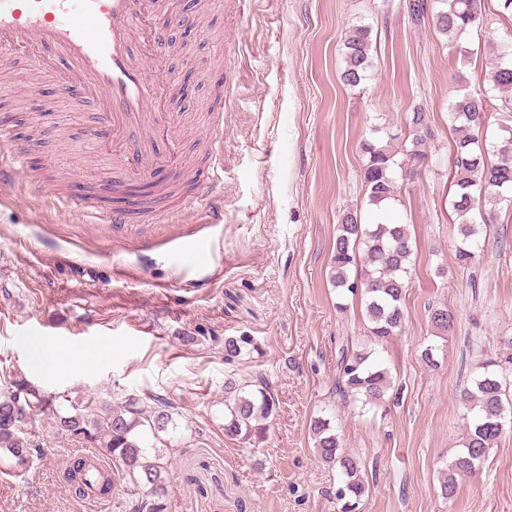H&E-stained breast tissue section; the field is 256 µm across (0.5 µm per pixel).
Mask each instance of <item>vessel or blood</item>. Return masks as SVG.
Here are the masks:
<instances>
[{"label": "vessel or blood", "mask_w": 512, "mask_h": 512, "mask_svg": "<svg viewBox=\"0 0 512 512\" xmlns=\"http://www.w3.org/2000/svg\"><path fill=\"white\" fill-rule=\"evenodd\" d=\"M183 19L180 0H0V55L20 57L52 76L62 92L97 105V154L123 185L159 197L174 113L161 108L163 87L147 49L164 25ZM208 193L224 170V136L208 132Z\"/></svg>", "instance_id": "b4317fda"}]
</instances>
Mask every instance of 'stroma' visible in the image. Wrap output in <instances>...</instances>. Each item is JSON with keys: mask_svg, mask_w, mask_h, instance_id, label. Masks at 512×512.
<instances>
[{"mask_svg": "<svg viewBox=\"0 0 512 512\" xmlns=\"http://www.w3.org/2000/svg\"><path fill=\"white\" fill-rule=\"evenodd\" d=\"M195 27L154 44L160 76L191 81L179 117L182 157L207 163L216 74L224 114V174L210 203H157L156 224H103L62 205L59 187L109 193L104 162L82 158L97 108L59 95L25 62L0 67V120L12 129L11 158L25 166L0 182V368L47 392L115 402L152 391L177 409L179 430L165 459V512H340L342 474L318 458L311 419L329 418L365 481L360 512H512V429L478 474L440 484L462 446L460 400L479 363L512 352V206H500L476 263L455 264L448 105L488 88L512 17L485 0L477 31L449 42L432 23L415 26L400 0H194ZM372 28L374 69L343 85L341 48L353 26ZM433 136L420 175L397 184L394 214L414 243L403 329L378 346L398 399L361 407L337 394L343 350L367 340L360 299L330 284V254L342 213L372 223L361 178L371 129L405 132L416 105ZM53 163L57 181H42ZM454 323L437 333L431 309ZM254 336L257 354L224 361V339ZM50 341L63 363L47 376L30 364L31 344ZM437 345V366L421 353ZM266 380L276 412L266 439L224 433V378ZM41 455L29 469L0 471V512H126V488L90 508L64 481L93 447L57 435L47 417L30 425Z\"/></svg>", "mask_w": 512, "mask_h": 512, "instance_id": "1", "label": "stroma"}]
</instances>
